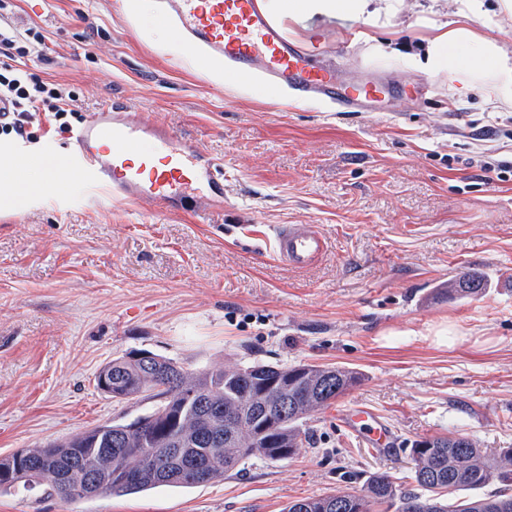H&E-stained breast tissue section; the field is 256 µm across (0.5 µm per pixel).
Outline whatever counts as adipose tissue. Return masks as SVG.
<instances>
[{
	"label": "adipose tissue",
	"mask_w": 512,
	"mask_h": 512,
	"mask_svg": "<svg viewBox=\"0 0 512 512\" xmlns=\"http://www.w3.org/2000/svg\"><path fill=\"white\" fill-rule=\"evenodd\" d=\"M372 0H267L276 16L293 21L321 18L356 20L370 27L381 24L383 13L394 4L372 8ZM459 21L432 38L423 55L403 58L404 66L448 80L467 89L480 82L491 83L498 103L512 106V53L497 40L484 38L471 27V20L486 14L484 0H458Z\"/></svg>",
	"instance_id": "ef3b65f1"
}]
</instances>
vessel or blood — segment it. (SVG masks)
<instances>
[{
  "instance_id": "1",
  "label": "vessel or blood",
  "mask_w": 512,
  "mask_h": 512,
  "mask_svg": "<svg viewBox=\"0 0 512 512\" xmlns=\"http://www.w3.org/2000/svg\"><path fill=\"white\" fill-rule=\"evenodd\" d=\"M160 20L185 36L186 53L220 61L240 74L258 73L302 97H317L342 110L367 112L369 90L346 88L333 69L317 62L291 37L264 0H156ZM71 177L113 198L153 206L174 215L224 204V160L179 139L165 126L133 120L124 104L108 103L75 130L66 145ZM326 240L313 224H287L273 238L274 254L288 266L317 260ZM349 426L380 451L392 433L369 409L344 410Z\"/></svg>"
}]
</instances>
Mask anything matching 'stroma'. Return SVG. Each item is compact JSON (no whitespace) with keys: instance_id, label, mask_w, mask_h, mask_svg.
I'll return each instance as SVG.
<instances>
[{"instance_id":"obj_1","label":"stroma","mask_w":512,"mask_h":512,"mask_svg":"<svg viewBox=\"0 0 512 512\" xmlns=\"http://www.w3.org/2000/svg\"><path fill=\"white\" fill-rule=\"evenodd\" d=\"M135 19L111 0H14V25L39 26V79L75 90L90 115L124 103L134 119L224 159V207L206 217L121 202L75 180L45 193L62 136L0 143L34 163L0 194V455L129 421L152 401L101 393L108 361L144 349L191 371L316 362L362 375L314 413L309 442L285 463L246 459L223 481L67 504L0 496V512H281L288 501L360 490L389 472L407 483L411 441L463 435L512 448V106L481 84L462 93L403 66L423 53L456 0H402L374 58L359 21L289 23L344 83L379 85L371 112H336L250 76L214 81L158 43L153 0ZM284 224L317 225L319 259L291 268L270 249ZM487 274L480 299L448 297V273ZM364 406L388 424L393 450L368 448L336 419Z\"/></svg>"}]
</instances>
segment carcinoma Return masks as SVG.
I'll return each mask as SVG.
<instances>
[{
	"mask_svg": "<svg viewBox=\"0 0 512 512\" xmlns=\"http://www.w3.org/2000/svg\"><path fill=\"white\" fill-rule=\"evenodd\" d=\"M480 272H460L448 291L478 299ZM362 380L360 373L318 364L219 366L190 372L153 353L107 362L96 387L119 400L157 399L139 427L104 423L70 438L0 457V494L40 491L65 503L100 495L122 497L159 487L219 482L249 457L288 461L307 441L304 422ZM415 486L386 472L359 493L306 497L283 512H512V448L489 454L468 437L435 435L408 448ZM491 485L496 489L483 492Z\"/></svg>",
	"mask_w": 512,
	"mask_h": 512,
	"instance_id": "cac0c4a2",
	"label": "carcinoma"
}]
</instances>
